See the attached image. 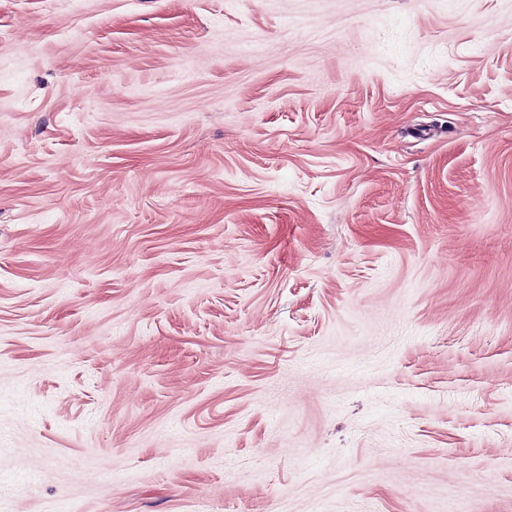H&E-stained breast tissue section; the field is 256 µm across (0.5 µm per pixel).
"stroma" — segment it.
<instances>
[{
    "mask_svg": "<svg viewBox=\"0 0 512 512\" xmlns=\"http://www.w3.org/2000/svg\"><path fill=\"white\" fill-rule=\"evenodd\" d=\"M0 512H512V0H0Z\"/></svg>",
    "mask_w": 512,
    "mask_h": 512,
    "instance_id": "obj_1",
    "label": "stroma"
}]
</instances>
